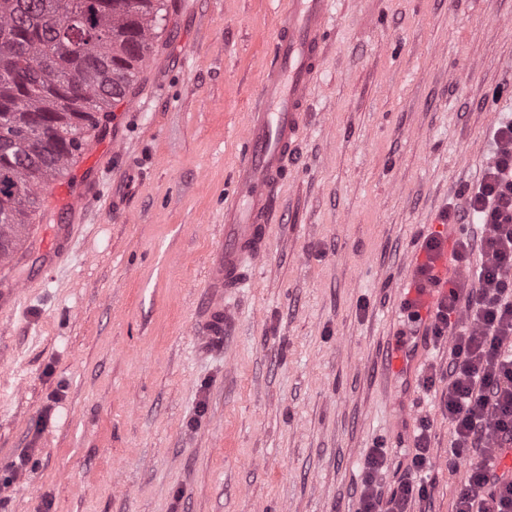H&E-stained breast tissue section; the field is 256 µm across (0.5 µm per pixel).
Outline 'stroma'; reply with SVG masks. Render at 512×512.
Segmentation results:
<instances>
[{"instance_id":"1","label":"stroma","mask_w":512,"mask_h":512,"mask_svg":"<svg viewBox=\"0 0 512 512\" xmlns=\"http://www.w3.org/2000/svg\"><path fill=\"white\" fill-rule=\"evenodd\" d=\"M287 2L165 0L125 100L68 171L79 211L34 219L0 262V290L27 285L0 312V512H356L369 449L388 448L390 488L423 419L430 512H451L465 471L448 469V348L407 334L411 374L376 355L404 332L422 236L445 233L439 213L512 115V0H332L281 217L230 335L205 345L222 199Z\"/></svg>"}]
</instances>
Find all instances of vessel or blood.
<instances>
[{
	"label": "vessel or blood",
	"instance_id": "1",
	"mask_svg": "<svg viewBox=\"0 0 512 512\" xmlns=\"http://www.w3.org/2000/svg\"><path fill=\"white\" fill-rule=\"evenodd\" d=\"M330 0H288L272 56L264 64L259 103L247 115L230 189L224 232L206 269V338L226 335L235 322L225 297L240 288L247 265L259 263L269 241L276 200L309 110L329 31Z\"/></svg>",
	"mask_w": 512,
	"mask_h": 512
}]
</instances>
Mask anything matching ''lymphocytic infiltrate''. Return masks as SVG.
<instances>
[{
    "instance_id": "f902f5d3",
    "label": "lymphocytic infiltrate",
    "mask_w": 512,
    "mask_h": 512,
    "mask_svg": "<svg viewBox=\"0 0 512 512\" xmlns=\"http://www.w3.org/2000/svg\"><path fill=\"white\" fill-rule=\"evenodd\" d=\"M494 154L476 185L460 190L458 204L442 212L450 224L476 222L455 239L452 257L466 282H453L428 318L406 299L410 322H424L434 342L449 341L445 407L452 430L449 468L465 464L466 479L453 512H512V469L488 472L492 456L512 452V118L493 130ZM479 265H472V257ZM388 466L385 449L366 455L359 512H408L430 498L433 450L429 428L415 438L404 475L382 495L376 475Z\"/></svg>"
}]
</instances>
